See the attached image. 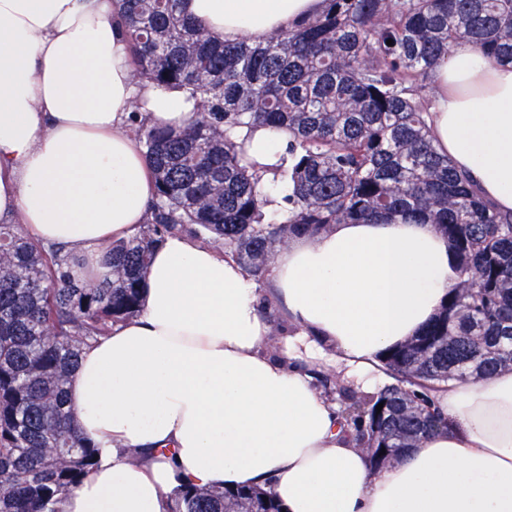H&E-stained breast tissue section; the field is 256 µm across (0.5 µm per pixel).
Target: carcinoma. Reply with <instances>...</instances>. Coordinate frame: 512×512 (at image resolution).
Here are the masks:
<instances>
[{
  "label": "carcinoma",
  "instance_id": "cac0c4a2",
  "mask_svg": "<svg viewBox=\"0 0 512 512\" xmlns=\"http://www.w3.org/2000/svg\"><path fill=\"white\" fill-rule=\"evenodd\" d=\"M117 4L137 80L185 91L197 118L175 129L131 112L155 196L148 223L108 248L104 276L77 278L60 249L0 224V512H59L98 465L67 384L84 347L140 311L145 271L168 235L221 244L259 281L281 246L334 224L400 218L448 237L458 280L432 323L382 354L394 382L370 395L316 374L375 470L447 425L432 393L512 368V213L479 197L427 125L432 72L454 43L512 64V0H326L320 15L264 41L224 42L181 0ZM254 125L289 137L288 158L265 181L237 143ZM251 505L282 512L266 489L192 485L170 496L168 512Z\"/></svg>",
  "mask_w": 512,
  "mask_h": 512
}]
</instances>
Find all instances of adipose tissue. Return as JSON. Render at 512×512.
Wrapping results in <instances>:
<instances>
[{"mask_svg": "<svg viewBox=\"0 0 512 512\" xmlns=\"http://www.w3.org/2000/svg\"><path fill=\"white\" fill-rule=\"evenodd\" d=\"M217 40H263L324 0H181ZM114 0H0V221L82 261L93 280L112 242L149 218L154 178L125 131L133 100L152 123L195 114L179 91L136 83ZM436 148L498 211L512 212V64L456 42L433 73ZM258 166L288 136L244 131ZM431 224H336L279 248L269 298L298 333L292 358L332 362L366 391L380 355L416 336L457 280ZM258 284L216 247L167 236L138 315L87 347L67 387L99 463L61 512H166L185 483L271 489L286 512H512V369L435 396L448 421L397 462L372 469L335 401L304 370L266 354Z\"/></svg>", "mask_w": 512, "mask_h": 512, "instance_id": "obj_1", "label": "adipose tissue"}]
</instances>
